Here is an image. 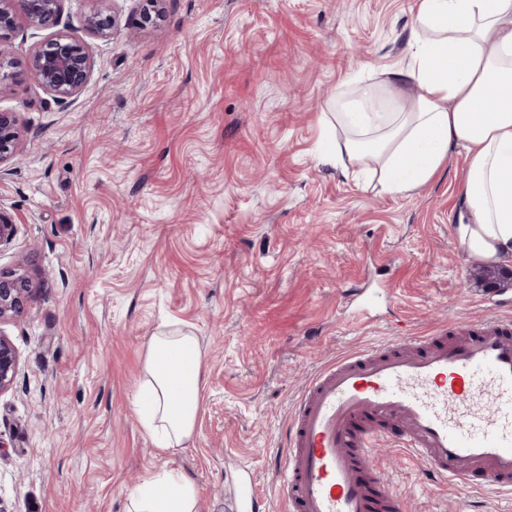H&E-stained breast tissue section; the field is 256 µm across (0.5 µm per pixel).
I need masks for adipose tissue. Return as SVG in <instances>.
Masks as SVG:
<instances>
[{
	"label": "adipose tissue",
	"instance_id": "obj_1",
	"mask_svg": "<svg viewBox=\"0 0 512 512\" xmlns=\"http://www.w3.org/2000/svg\"><path fill=\"white\" fill-rule=\"evenodd\" d=\"M386 74L418 88L410 110L389 112L367 96L345 106L339 118L353 134L336 153L358 166L380 158L382 192L403 195L464 152L455 234L474 259L512 261V0H417L405 60ZM203 358L197 338L180 331L148 343L134 407L161 450L193 434ZM131 506L196 512V490L182 475L149 472Z\"/></svg>",
	"mask_w": 512,
	"mask_h": 512
}]
</instances>
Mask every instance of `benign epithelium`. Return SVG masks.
I'll return each instance as SVG.
<instances>
[{
    "instance_id": "7a95c632",
    "label": "benign epithelium",
    "mask_w": 512,
    "mask_h": 512,
    "mask_svg": "<svg viewBox=\"0 0 512 512\" xmlns=\"http://www.w3.org/2000/svg\"><path fill=\"white\" fill-rule=\"evenodd\" d=\"M96 7L85 15L84 26L90 33L108 38L118 26L117 12L111 11L112 0H95ZM140 26L155 25L164 15L166 0H142ZM61 10V0H0V91L11 74L12 66L6 45L23 19L27 26L41 29L54 25ZM29 68L40 84L59 100L72 99L84 88L91 72V58L86 46L67 35L56 37L35 48L29 56ZM22 133L12 112H0V163L19 156ZM32 291L23 264L4 274L0 272V322L19 316ZM19 368L18 355L12 344L0 336V393L8 390Z\"/></svg>"
}]
</instances>
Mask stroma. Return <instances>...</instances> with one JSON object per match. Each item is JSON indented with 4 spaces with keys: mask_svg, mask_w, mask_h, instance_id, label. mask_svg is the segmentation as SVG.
<instances>
[{
    "mask_svg": "<svg viewBox=\"0 0 512 512\" xmlns=\"http://www.w3.org/2000/svg\"><path fill=\"white\" fill-rule=\"evenodd\" d=\"M91 0H62L56 26H20L22 159L0 164V215L17 235L0 269L34 285L0 323L20 368L0 394V512H128L139 478L182 474L198 512H285L277 477L306 380L337 357L403 336L512 319V284L452 232L466 162L455 155L406 195L381 192L347 160L342 104L370 73L401 64L416 0H167L135 30L84 28ZM64 32L92 71L59 102L27 69ZM182 330L204 353L200 409L184 446L144 433L133 399L150 336ZM384 426L365 458L405 512H512L479 476L453 486L395 446Z\"/></svg>",
    "mask_w": 512,
    "mask_h": 512,
    "instance_id": "1",
    "label": "stroma"
}]
</instances>
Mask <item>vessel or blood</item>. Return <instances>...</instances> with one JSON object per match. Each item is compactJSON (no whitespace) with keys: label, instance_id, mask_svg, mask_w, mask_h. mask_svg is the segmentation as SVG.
<instances>
[{"label":"vessel or blood","instance_id":"obj_1","mask_svg":"<svg viewBox=\"0 0 512 512\" xmlns=\"http://www.w3.org/2000/svg\"><path fill=\"white\" fill-rule=\"evenodd\" d=\"M435 477L512 490V321L476 335L414 336L343 355L315 373L290 414L278 477L288 512H403L362 451L379 423Z\"/></svg>","mask_w":512,"mask_h":512}]
</instances>
